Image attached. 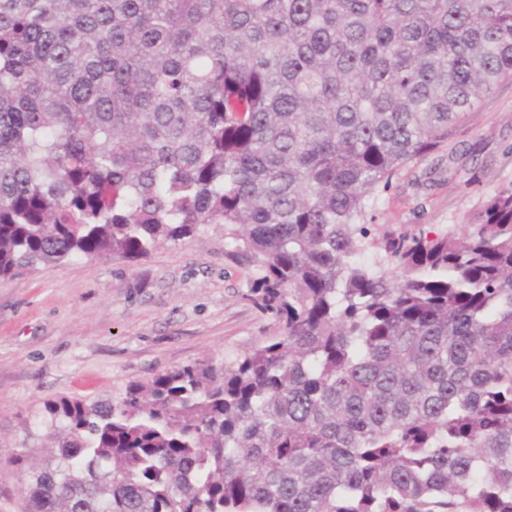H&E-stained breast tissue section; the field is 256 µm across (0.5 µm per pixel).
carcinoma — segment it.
Here are the masks:
<instances>
[{"instance_id": "1", "label": "carcinoma", "mask_w": 512, "mask_h": 512, "mask_svg": "<svg viewBox=\"0 0 512 512\" xmlns=\"http://www.w3.org/2000/svg\"><path fill=\"white\" fill-rule=\"evenodd\" d=\"M508 78L512 0H0V279L222 224L279 328L47 401L24 512H512V184L364 222Z\"/></svg>"}]
</instances>
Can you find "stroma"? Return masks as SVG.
<instances>
[{"mask_svg": "<svg viewBox=\"0 0 512 512\" xmlns=\"http://www.w3.org/2000/svg\"><path fill=\"white\" fill-rule=\"evenodd\" d=\"M512 183V80L482 98L455 148L409 163L367 215L379 231L458 229ZM254 268L224 227L144 257L52 263L0 281V512H22L11 460L40 447L47 400H119L197 359L229 360L277 331L250 301Z\"/></svg>", "mask_w": 512, "mask_h": 512, "instance_id": "obj_1", "label": "stroma"}]
</instances>
